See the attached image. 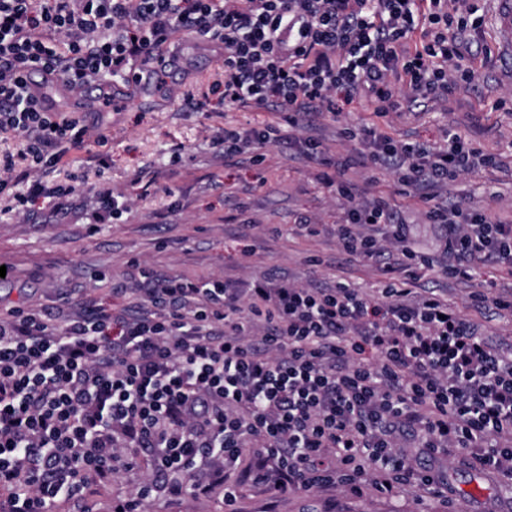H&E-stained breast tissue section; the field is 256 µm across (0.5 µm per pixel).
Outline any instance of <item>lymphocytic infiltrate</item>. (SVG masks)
<instances>
[{"label":"lymphocytic infiltrate","mask_w":512,"mask_h":512,"mask_svg":"<svg viewBox=\"0 0 512 512\" xmlns=\"http://www.w3.org/2000/svg\"><path fill=\"white\" fill-rule=\"evenodd\" d=\"M487 0H0V132L20 157L0 158V192L15 213L67 212L75 187L49 175L87 145L79 119L47 111L32 71L71 90L126 80L178 31L224 55V99L276 104L289 127L371 106L374 121L341 130L355 153L297 139L316 180L347 205L333 228L346 254L384 272L377 295L339 283L316 288L269 279L197 282L141 271V316L93 310L57 327L30 308L0 315V492L5 512L54 504L144 474L112 512L183 488L224 502L241 484L271 498L326 488L390 495L410 486L440 498L435 463L467 453L512 482V352L437 295L411 284L439 273H512V224L437 200L449 182L500 167L498 153L459 130L431 147L382 133L378 119L450 99L492 66L476 51ZM278 127L254 122L212 144L225 155L261 151ZM390 172L425 204L434 239L421 251L401 205L349 178L357 164ZM417 453L409 455L406 442Z\"/></svg>","instance_id":"1"}]
</instances>
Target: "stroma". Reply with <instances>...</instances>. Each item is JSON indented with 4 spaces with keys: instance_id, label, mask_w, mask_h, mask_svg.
I'll use <instances>...</instances> for the list:
<instances>
[{
    "instance_id": "obj_1",
    "label": "stroma",
    "mask_w": 512,
    "mask_h": 512,
    "mask_svg": "<svg viewBox=\"0 0 512 512\" xmlns=\"http://www.w3.org/2000/svg\"><path fill=\"white\" fill-rule=\"evenodd\" d=\"M175 55L165 84L127 86L120 111H91L86 92L67 91L59 103L87 124L96 141L80 161L64 158L51 180L68 183L78 174V209L58 224H37L11 212L12 199L0 194V263L11 274L0 279V308L40 304L49 312L61 307L62 295L95 298L106 307L123 306L112 290L132 284L135 267L160 277L195 281L212 278L250 280L269 270L298 283L315 279L327 288L343 282L374 291L384 279L371 261L340 253L329 228L345 204L314 179L315 166L285 139L293 131L283 115L225 103L224 62L208 39L174 34L163 47ZM204 91L210 106L192 112L185 93ZM512 97V83L497 71H481L448 104H428L421 118H374L370 108L355 104L348 116L316 118L301 137L320 140L330 153L346 154L353 146L340 135L346 122H377L394 137L433 144L451 127L476 145L496 151L512 142V114L492 111L496 98ZM260 121L279 127L282 143L264 149L260 163L248 156L227 157L212 146L216 132ZM503 168L466 175L451 182L449 196L499 218L512 214V156ZM173 195H165L164 186ZM126 193L128 209L109 224L95 223V190ZM323 224L319 236L296 234L300 216ZM251 219L244 227L243 219ZM435 289L475 322L487 325L494 341L512 343V316L495 315L470 302L480 290L498 296L512 290V276L485 269L473 280L434 275L418 281L416 293ZM450 497L468 512H512V487L485 474L465 457L443 459ZM321 512H447L438 499L403 488L392 496L365 489L353 497L340 489L318 494ZM303 500L284 496L269 505L262 489L243 485L235 506L224 504L223 490L199 498L190 492L152 500L146 512H301Z\"/></svg>"
}]
</instances>
